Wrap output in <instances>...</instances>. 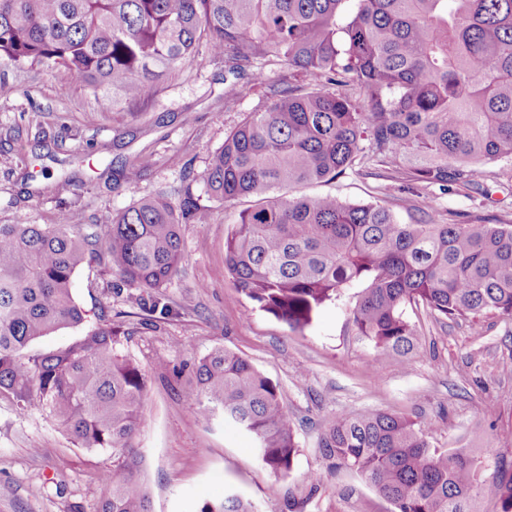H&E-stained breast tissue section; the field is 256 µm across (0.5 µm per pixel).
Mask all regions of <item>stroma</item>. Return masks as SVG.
I'll use <instances>...</instances> for the list:
<instances>
[{"mask_svg": "<svg viewBox=\"0 0 512 512\" xmlns=\"http://www.w3.org/2000/svg\"><path fill=\"white\" fill-rule=\"evenodd\" d=\"M238 103L224 104V63L199 46L195 61L136 113H109L62 70L16 68L0 60V224H60L70 211L88 230L105 232L113 215L139 199L203 193L202 175L224 136L266 102L267 89L241 78ZM146 155L135 182L121 168ZM474 188L448 190L390 178L357 164L329 184L301 186L300 196L335 195L378 203L403 224L428 212L441 224H511L512 160L481 165ZM248 199L209 201L204 224L181 227V271L164 290L170 313L151 318L146 289L97 265L80 269L73 294L85 322L32 343V354L80 340L102 315L130 332L121 350L145 373L144 424L136 439L153 512H200L230 495L254 512H393V505L351 469L336 468L319 438L341 413L375 409L431 420L430 448H461L478 457L485 477L512 463V319L448 325L421 309L407 316L421 348L404 367H373L375 350L357 335L351 309L358 288L323 307L296 331L253 307L224 269V239ZM218 347L249 360L278 384L293 420L297 454L289 477L261 462L253 438L216 415L201 418L187 391L194 367ZM112 454L78 447L36 405L0 399V512H96L108 489ZM317 473V487L304 478Z\"/></svg>", "mask_w": 512, "mask_h": 512, "instance_id": "obj_1", "label": "stroma"}]
</instances>
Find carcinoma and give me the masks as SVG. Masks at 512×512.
I'll use <instances>...</instances> for the list:
<instances>
[{
    "instance_id": "1",
    "label": "carcinoma",
    "mask_w": 512,
    "mask_h": 512,
    "mask_svg": "<svg viewBox=\"0 0 512 512\" xmlns=\"http://www.w3.org/2000/svg\"><path fill=\"white\" fill-rule=\"evenodd\" d=\"M0 0V59L64 70L102 107L147 101L157 80L176 74L206 42L224 60V104L244 75L268 87V102L224 137L202 180L209 198L253 199L224 243L235 288L292 329L357 284V334L374 344V364L404 366L418 332L407 308L440 322L492 314L512 319V225L401 224L377 204L294 194L367 159L397 178L470 188L477 168L512 158V0ZM274 58L288 79L257 66ZM326 88L308 90L304 79ZM144 157L121 171L127 182ZM191 186L172 201L142 198L112 217L105 243L64 224H0V399L37 404L77 445L110 449L114 470L97 512H152L135 437L146 376L118 351L121 325L108 319L79 341L29 355L33 341L83 323L72 294L78 269L95 263L153 291L183 257L180 226L205 224ZM190 399L249 433L262 463L286 478L297 444L277 384L246 359L216 348L196 365ZM434 424L366 409L341 413L320 447L358 473L395 512H471L481 495L512 512V468L483 478L482 462L457 449L432 450ZM201 512H253L238 496Z\"/></svg>"
}]
</instances>
